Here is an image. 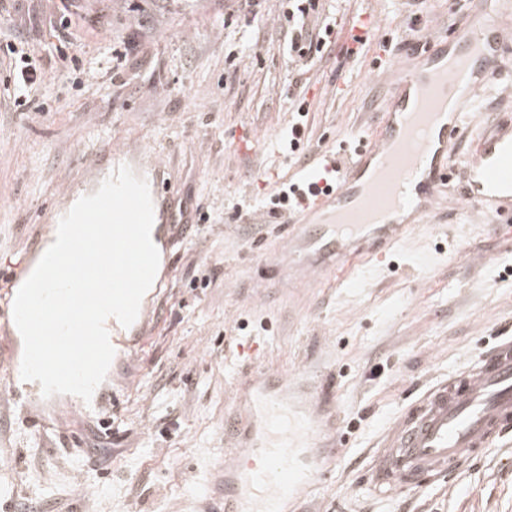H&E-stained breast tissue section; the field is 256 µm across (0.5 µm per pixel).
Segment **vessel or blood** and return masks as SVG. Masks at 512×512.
Returning <instances> with one entry per match:
<instances>
[{
    "label": "vessel or blood",
    "mask_w": 512,
    "mask_h": 512,
    "mask_svg": "<svg viewBox=\"0 0 512 512\" xmlns=\"http://www.w3.org/2000/svg\"><path fill=\"white\" fill-rule=\"evenodd\" d=\"M499 8L471 12L454 40L427 36L428 48H406L370 138L308 168L317 190H296L298 208L287 218V250L270 267L302 264L304 282L349 264L363 253H384L416 225L447 210L445 187L454 147L485 89L512 83L499 59L512 44V25ZM462 201L477 223L512 222V114L470 138L462 169ZM152 313L140 311L131 327L116 318L105 326L114 350L129 336H144ZM286 374L268 365L245 371L238 400L251 404L224 435V461L214 482L220 492L210 512H287L288 500L306 489L322 421L299 418L288 405ZM512 434V338L483 352L473 369L438 381L389 428L368 470L374 488L416 490L426 476L444 478L485 448Z\"/></svg>",
    "instance_id": "obj_1"
}]
</instances>
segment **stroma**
<instances>
[{"label": "stroma", "instance_id": "1", "mask_svg": "<svg viewBox=\"0 0 512 512\" xmlns=\"http://www.w3.org/2000/svg\"><path fill=\"white\" fill-rule=\"evenodd\" d=\"M478 0H325L339 44L308 64L303 149L288 152L294 65L280 29L288 0L226 18V0H0V42L28 43L45 70L25 111L0 64V275L17 271L34 225L128 165L164 185L163 232L145 341L115 354L102 383L114 430L107 467L99 416L75 396L22 399L0 368V512H207L224 456L239 349L292 375L333 374L336 454L295 512H512V444L492 447L417 492L384 495L365 472L383 432L437 380L470 370L512 327V241L455 203L391 247L313 287L269 288L277 224L248 216L319 153L370 136L401 42L452 35ZM68 17L70 27L60 24ZM369 42L343 55L352 25ZM69 40L81 87L54 54ZM251 138L250 155L237 140ZM486 255L487 263L470 258Z\"/></svg>", "mask_w": 512, "mask_h": 512}]
</instances>
